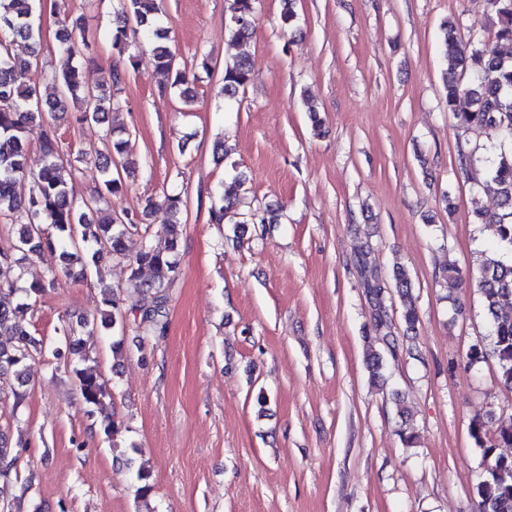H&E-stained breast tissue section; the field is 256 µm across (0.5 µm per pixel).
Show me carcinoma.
Segmentation results:
<instances>
[{
    "label": "carcinoma",
    "instance_id": "carcinoma-1",
    "mask_svg": "<svg viewBox=\"0 0 512 512\" xmlns=\"http://www.w3.org/2000/svg\"><path fill=\"white\" fill-rule=\"evenodd\" d=\"M486 21L494 28L495 44H465L456 35L454 27L441 29V53L447 66L446 102L448 114L456 124L477 131L486 137L485 150L489 156V175L483 189L497 196L500 211L479 216L480 223L491 231L496 250L480 253L476 288L488 317L486 344L475 346L467 353L463 369L490 356L496 361L498 377L503 386L512 389V307H504V298L512 296V57L498 49L501 42L512 43V0H486ZM256 0H231L226 28L241 48L236 60L224 67V93L235 94L250 79L252 61L249 52L254 31ZM120 12L113 31L112 45L123 53L128 50L127 21L133 18L141 31L154 44L153 56L156 72L161 76L162 91L177 89L184 103L193 101L191 85L186 71L176 64L174 52L167 46V31L160 24L154 0H119ZM61 48L73 55L76 44L85 40L82 20L77 18L62 26L58 36ZM23 40L37 53L40 42L36 23V0H0V215L19 214L22 219L18 241L9 250H0V380L6 375L24 382L28 361L34 356L50 354L72 368L78 380L80 393L91 409L102 408L111 396L107 382L88 368L77 363L91 360L80 333L68 323L61 336L52 342L32 334L31 315L37 299L59 284L60 274L87 276L90 266H98L102 259L112 257L126 263L130 274L128 287L145 290L150 296L135 308L139 313L138 328L146 333L162 336L168 327L170 288L178 269L177 242L181 224L176 215L182 200L177 194H163L161 202L148 207V212L162 213L171 234L164 252L144 243L138 253L126 251L125 236L139 232V221L133 217L99 216L98 204L102 199L122 190L120 176L114 174L118 166L125 165L129 139L119 134L112 138L109 153L88 155L79 153L74 158L64 157L53 128L55 114L65 111L66 99L80 101L75 120L79 123L98 122L109 111L112 92L86 87L79 67L72 66L62 75L54 77L60 97L43 108L37 89L30 83L32 62L15 58L11 42ZM469 100L470 107L460 111V99ZM42 126L40 149L47 160L42 171L32 177L29 196L20 200L15 194L16 184L27 176L26 133L30 123ZM92 165L99 175V188L89 199H77L63 176L66 168ZM235 201L224 195L223 204L212 209L211 221L229 224L235 218ZM235 223V222H233ZM242 223H235L240 228ZM61 247V264L50 268L43 278L22 286L25 265L33 256ZM393 285L405 313L407 327L415 328L419 317L413 294L414 284L401 267L393 272ZM364 288L370 300L373 326L376 334L389 329L384 306V287L381 280L371 274L364 279ZM23 298L7 305L3 298L16 294ZM104 309L100 318L84 320L83 327L90 333H108L123 323L124 298L109 287L103 294ZM372 380L382 386V358L372 352L366 359ZM470 436L482 450L486 466L477 476L478 512H512V456L496 453L502 445L512 446V420L500 423L493 440L485 439L480 420L470 424ZM10 448L0 434V512H11V499L7 483L13 461L8 459Z\"/></svg>",
    "mask_w": 512,
    "mask_h": 512
}]
</instances>
